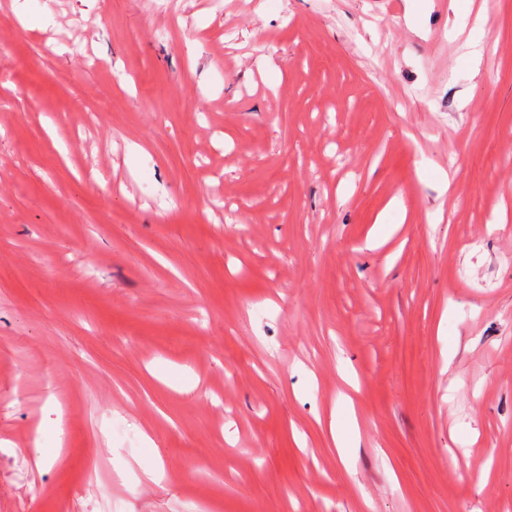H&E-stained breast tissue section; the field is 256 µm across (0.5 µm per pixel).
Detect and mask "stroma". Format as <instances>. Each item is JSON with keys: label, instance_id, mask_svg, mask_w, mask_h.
<instances>
[{"label": "stroma", "instance_id": "35a3bbf8", "mask_svg": "<svg viewBox=\"0 0 512 512\" xmlns=\"http://www.w3.org/2000/svg\"><path fill=\"white\" fill-rule=\"evenodd\" d=\"M471 8L476 73L450 0H0V512H512V0Z\"/></svg>", "mask_w": 512, "mask_h": 512}]
</instances>
